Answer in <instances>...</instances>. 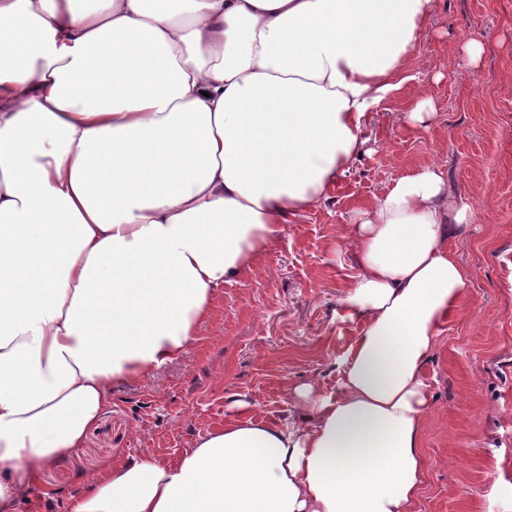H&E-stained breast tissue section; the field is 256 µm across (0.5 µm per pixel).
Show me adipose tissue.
Here are the masks:
<instances>
[{"instance_id":"ef3b65f1","label":"adipose tissue","mask_w":512,"mask_h":512,"mask_svg":"<svg viewBox=\"0 0 512 512\" xmlns=\"http://www.w3.org/2000/svg\"><path fill=\"white\" fill-rule=\"evenodd\" d=\"M433 0H0V512L177 361L360 154ZM469 200L425 163L355 209L341 305L365 326L335 392L141 451L67 512H409L422 370L469 275Z\"/></svg>"}]
</instances>
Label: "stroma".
I'll use <instances>...</instances> for the list:
<instances>
[{
	"mask_svg": "<svg viewBox=\"0 0 512 512\" xmlns=\"http://www.w3.org/2000/svg\"><path fill=\"white\" fill-rule=\"evenodd\" d=\"M472 37L483 43L475 67L458 50ZM418 57L371 113L351 170L214 291L178 361L115 385L82 447L41 471L20 512H66L96 473L143 449L175 460L235 416L286 418L307 382L335 390L336 361L363 328L339 309L357 266L348 217L422 162L445 169L475 215L448 238L469 285L423 368L431 406L410 512H512V0H433ZM416 89L435 114L424 126L406 119Z\"/></svg>",
	"mask_w": 512,
	"mask_h": 512,
	"instance_id": "obj_1",
	"label": "stroma"
}]
</instances>
